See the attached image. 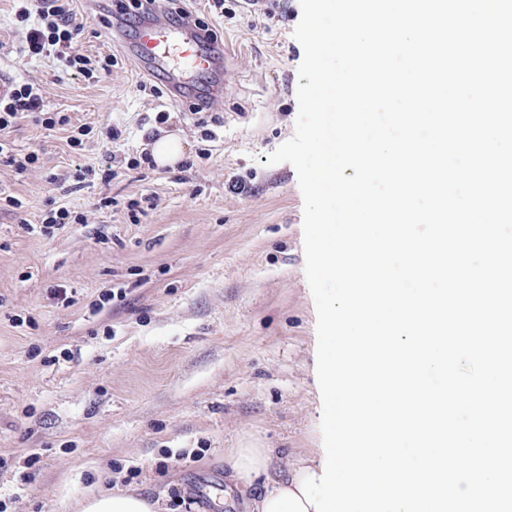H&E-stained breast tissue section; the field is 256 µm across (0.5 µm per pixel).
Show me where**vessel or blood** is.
Returning a JSON list of instances; mask_svg holds the SVG:
<instances>
[{
    "instance_id": "obj_1",
    "label": "vessel or blood",
    "mask_w": 512,
    "mask_h": 512,
    "mask_svg": "<svg viewBox=\"0 0 512 512\" xmlns=\"http://www.w3.org/2000/svg\"><path fill=\"white\" fill-rule=\"evenodd\" d=\"M130 50L149 72L164 78L171 99L207 101L232 88L223 43L211 41L193 22L173 26L155 16L145 18Z\"/></svg>"
}]
</instances>
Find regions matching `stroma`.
<instances>
[{
	"label": "stroma",
	"instance_id": "stroma-1",
	"mask_svg": "<svg viewBox=\"0 0 512 512\" xmlns=\"http://www.w3.org/2000/svg\"><path fill=\"white\" fill-rule=\"evenodd\" d=\"M191 2L235 66L233 89L210 103L223 119L211 141L188 103L153 96L160 78L127 53L134 24L109 38L116 0L73 2L76 49L118 60L90 79L27 57L14 2L0 0V73L41 86L47 110L71 119L52 131L21 119L8 139L38 162L20 174L0 159V191L22 203L0 201V512H82L99 486L163 512H205L194 487L208 476L219 495L233 491V507L219 499L214 512H251L323 446L303 196L293 165L268 162L298 116L300 0H273L269 16L224 0L221 17L207 0ZM161 110L170 118L158 126ZM82 125L90 132L76 153L68 138ZM113 125L125 131L123 156L142 150L154 128L182 132L186 165L112 162L104 131ZM80 164L94 174L79 185L71 176ZM59 205L81 223L33 232ZM57 288L67 301L53 297ZM110 289L124 300L103 301ZM248 447L271 456L247 484L231 456Z\"/></svg>",
	"mask_w": 512,
	"mask_h": 512
}]
</instances>
